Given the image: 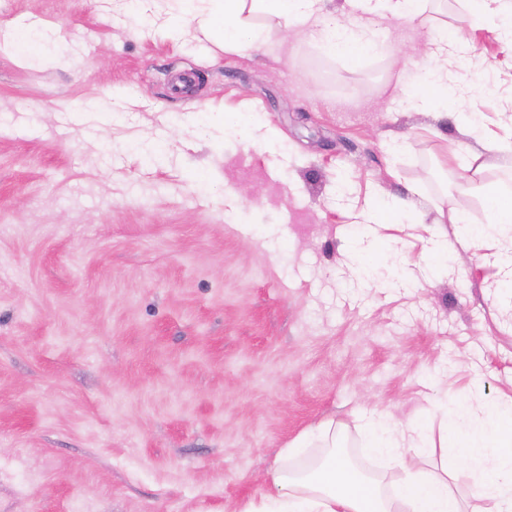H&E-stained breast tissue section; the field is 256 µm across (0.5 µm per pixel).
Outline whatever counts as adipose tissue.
I'll return each instance as SVG.
<instances>
[{"instance_id": "adipose-tissue-1", "label": "adipose tissue", "mask_w": 512, "mask_h": 512, "mask_svg": "<svg viewBox=\"0 0 512 512\" xmlns=\"http://www.w3.org/2000/svg\"><path fill=\"white\" fill-rule=\"evenodd\" d=\"M169 18L172 31H180L184 7L192 5L200 28L206 33L230 27L236 35L221 40L228 52L256 51L275 44L287 26L309 27L321 38L327 52H335L330 31H346L353 41L368 43L376 35L374 22L346 21L326 9V0H278L284 24L261 23L269 12L268 0H174ZM488 213V227L501 238L506 261L512 266V204L495 187L481 189ZM455 428L465 437L467 466L473 476L470 497L491 503L490 512H512V408L498 412L483 425L470 424L468 410L455 414ZM367 449L392 461L402 472L401 483L386 488L382 479L356 469L335 452L301 470L281 469L273 476L274 496L247 501L238 512H468L467 498L457 492L447 470L421 472L416 460L424 451L423 439L414 429L401 427L385 414L368 418Z\"/></svg>"}]
</instances>
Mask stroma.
<instances>
[{"label": "stroma", "mask_w": 512, "mask_h": 512, "mask_svg": "<svg viewBox=\"0 0 512 512\" xmlns=\"http://www.w3.org/2000/svg\"><path fill=\"white\" fill-rule=\"evenodd\" d=\"M167 0H0V512H237L280 450L390 414L439 438L445 410L512 404V287L473 184L512 191V49L465 0L380 19L381 54H329L289 28L228 54ZM446 26L463 48L432 57ZM447 67L451 116L398 89ZM477 114L490 152L455 113ZM258 129L253 141L239 130ZM384 213L376 245L367 203ZM451 207L476 233L458 243ZM448 250L431 253L434 234Z\"/></svg>", "instance_id": "35a3bbf8"}]
</instances>
